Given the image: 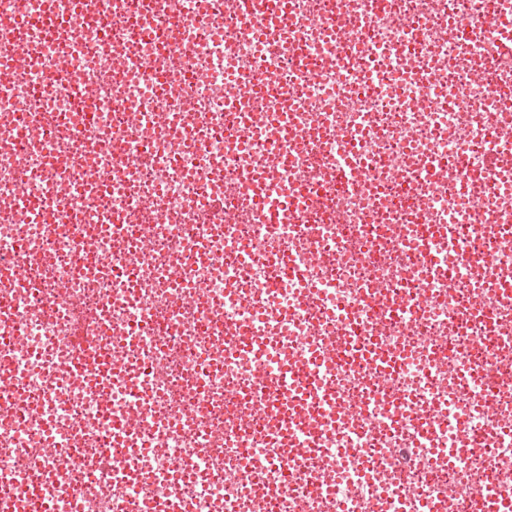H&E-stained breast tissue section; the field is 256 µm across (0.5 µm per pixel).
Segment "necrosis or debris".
<instances>
[{
    "label": "necrosis or debris",
    "instance_id": "necrosis-or-debris-1",
    "mask_svg": "<svg viewBox=\"0 0 512 512\" xmlns=\"http://www.w3.org/2000/svg\"><path fill=\"white\" fill-rule=\"evenodd\" d=\"M281 7L0 0V512L512 500V0Z\"/></svg>",
    "mask_w": 512,
    "mask_h": 512
}]
</instances>
